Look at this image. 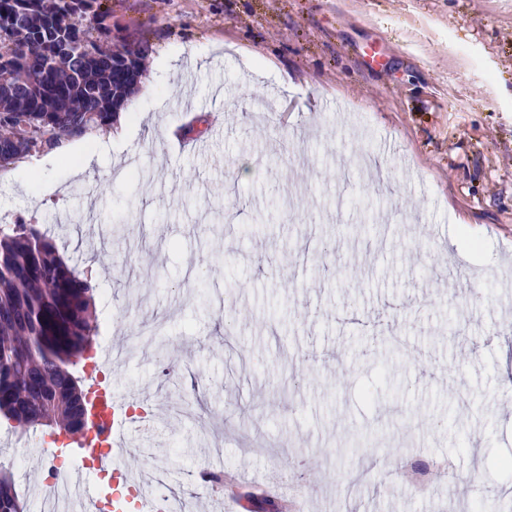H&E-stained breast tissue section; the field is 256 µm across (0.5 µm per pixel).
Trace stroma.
Instances as JSON below:
<instances>
[{
    "label": "stroma",
    "instance_id": "stroma-1",
    "mask_svg": "<svg viewBox=\"0 0 512 512\" xmlns=\"http://www.w3.org/2000/svg\"><path fill=\"white\" fill-rule=\"evenodd\" d=\"M103 6L153 55L208 54L155 72L152 127L86 179L20 163L0 217L97 261L98 334L131 338L112 388L164 409L132 465L204 512H294L286 478L304 512H512V308L486 277L512 271V0ZM383 139L382 192L360 160ZM33 445L0 425L41 512ZM397 459L451 480L407 487Z\"/></svg>",
    "mask_w": 512,
    "mask_h": 512
}]
</instances>
